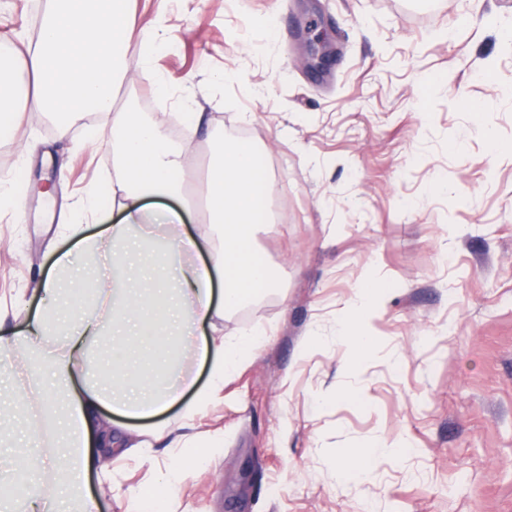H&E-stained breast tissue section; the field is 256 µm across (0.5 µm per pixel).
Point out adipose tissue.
<instances>
[{
  "instance_id": "adipose-tissue-1",
  "label": "adipose tissue",
  "mask_w": 512,
  "mask_h": 512,
  "mask_svg": "<svg viewBox=\"0 0 512 512\" xmlns=\"http://www.w3.org/2000/svg\"><path fill=\"white\" fill-rule=\"evenodd\" d=\"M134 24L127 0H107L102 10L94 0H55L35 45L0 62L1 133L23 117L11 105L19 74L33 77L31 109L57 118L60 135L68 134L67 121L77 113L111 114V126L95 140L111 145L115 155L120 185L112 203L121 213L97 238L84 235L82 225L68 227L96 269L76 285L69 254H60L42 285L54 305L37 312L29 334L0 339L1 366L22 376L31 392L49 384L56 391L55 398L36 405L31 430L9 450L16 478L0 491V512H41L42 451L59 428L69 450L52 476L57 512H100L89 490L93 460L121 449L149 456L146 442L128 439L127 420H150L179 404L185 416L197 414L219 398L225 376L258 346L249 331L202 338L193 348L195 358L209 366V381L201 388L182 366L176 344L191 325L223 316L272 286L273 273L255 248L258 233L271 223L265 213L270 182L253 143L214 147L204 183L212 255L209 264H197L194 241L176 229L182 211L193 208L183 164L160 127L114 109L121 77L114 55ZM148 198H172L182 209L151 212L144 205ZM159 243L167 264L141 269L144 254ZM383 282L380 274L368 275L338 320V337L355 358L374 350L368 326ZM214 451L196 436L185 437L165 462L162 479L134 492L127 512H166L187 471Z\"/></svg>"
}]
</instances>
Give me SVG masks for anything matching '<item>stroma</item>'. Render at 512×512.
Segmentation results:
<instances>
[{
	"label": "stroma",
	"instance_id": "1",
	"mask_svg": "<svg viewBox=\"0 0 512 512\" xmlns=\"http://www.w3.org/2000/svg\"><path fill=\"white\" fill-rule=\"evenodd\" d=\"M48 0H0V38L33 40ZM136 28L116 107L170 133L185 166L215 142L250 139L278 221L256 240L279 273L272 292L183 340L250 329L253 355L224 398L183 423L179 409L131 421L167 459L183 435L222 441L170 501L172 512H512V0H129ZM466 24H455L460 12ZM340 47L326 73L299 62V31ZM155 36L146 46L142 30ZM17 109L0 139V328L26 330L40 282L73 250L64 227L116 223L112 150L93 127L59 136ZM200 127L174 133L186 113ZM483 120H476V113ZM371 272L387 284L372 357L354 365L337 320ZM382 439L399 459L358 475L336 454ZM92 480L104 512L159 470L113 459Z\"/></svg>",
	"mask_w": 512,
	"mask_h": 512
}]
</instances>
